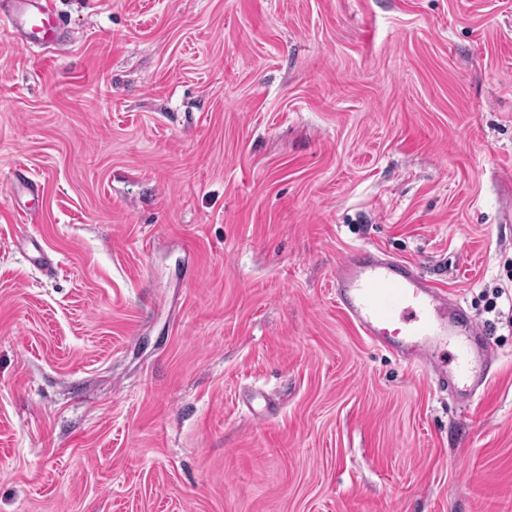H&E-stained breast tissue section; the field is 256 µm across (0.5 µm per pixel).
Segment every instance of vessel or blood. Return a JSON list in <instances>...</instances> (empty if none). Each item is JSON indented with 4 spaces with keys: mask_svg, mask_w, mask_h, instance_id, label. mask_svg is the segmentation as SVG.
I'll return each instance as SVG.
<instances>
[{
    "mask_svg": "<svg viewBox=\"0 0 512 512\" xmlns=\"http://www.w3.org/2000/svg\"><path fill=\"white\" fill-rule=\"evenodd\" d=\"M0 22L23 45L36 43L55 52L67 48L56 0H0ZM13 245L31 263L51 267L36 237H18ZM334 294L337 307L364 336L407 364L428 367L439 387L468 401L489 384L488 352L475 343L485 327L414 264L379 250L358 249L337 266ZM453 336L462 340L454 369L437 359L440 345Z\"/></svg>",
    "mask_w": 512,
    "mask_h": 512,
    "instance_id": "vessel-or-blood-1",
    "label": "vessel or blood"
}]
</instances>
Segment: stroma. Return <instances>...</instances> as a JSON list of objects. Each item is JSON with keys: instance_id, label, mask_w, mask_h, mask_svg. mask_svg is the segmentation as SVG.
<instances>
[{"instance_id": "obj_1", "label": "stroma", "mask_w": 512, "mask_h": 512, "mask_svg": "<svg viewBox=\"0 0 512 512\" xmlns=\"http://www.w3.org/2000/svg\"><path fill=\"white\" fill-rule=\"evenodd\" d=\"M57 5L0 26V512H512V0ZM363 246L487 329L474 400L337 307ZM0 22L16 32V39L24 46L38 43L55 52L67 49L56 0H1ZM13 246L19 252L25 254L31 263L41 265L47 269L52 266V261L46 256L42 245L36 237L32 235L17 237L13 241Z\"/></svg>"}]
</instances>
